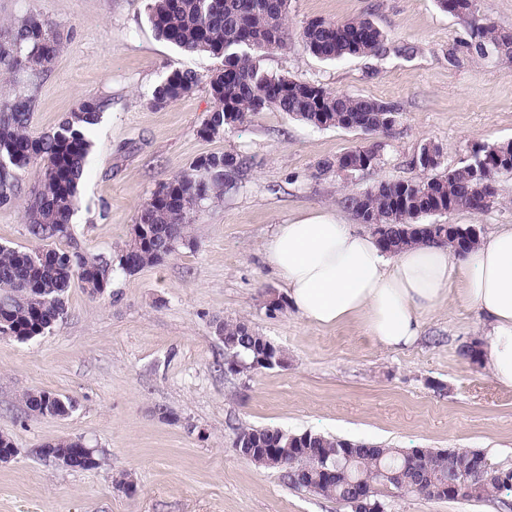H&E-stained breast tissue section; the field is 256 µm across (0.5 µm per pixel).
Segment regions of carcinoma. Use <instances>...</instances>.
<instances>
[{
	"instance_id": "cac0c4a2",
	"label": "carcinoma",
	"mask_w": 512,
	"mask_h": 512,
	"mask_svg": "<svg viewBox=\"0 0 512 512\" xmlns=\"http://www.w3.org/2000/svg\"><path fill=\"white\" fill-rule=\"evenodd\" d=\"M439 7L471 24L474 52L488 56L503 42L504 33L492 25H477L469 12V0H437ZM288 0H146V18L155 35L183 54L208 53L222 59L209 81L212 109L199 127L224 135V113L232 112L239 123L249 116L274 108L288 116L313 125L316 108L315 90L327 93L323 110L331 120L330 128H345L352 120L363 127L388 129L395 123V107L369 97L338 92L318 84L276 75L260 66L266 52L288 42ZM305 48L325 61L354 57L380 56L385 34L367 18L347 21H310L299 32ZM60 35L48 20L32 13L20 23L0 29V68L24 72L37 79L59 55ZM198 77L191 70L175 68L158 83L150 98L156 105L173 103L193 91ZM102 105L94 99L82 100L77 109L54 131L34 136L30 125L34 97L30 88L13 91L0 98V205L12 203L22 178L37 174L28 199L26 214L30 235L44 246L19 250L0 245V326L8 328L13 338L25 341L41 336L63 317L66 298L73 281L81 283L92 298L110 288L115 272L124 275L155 266L190 243V227L196 215L224 195L237 189L236 173L243 161L229 153L201 156L190 171L163 183L139 208L137 223L147 233L140 244L128 242L118 259L88 254L73 243L65 250L49 242L71 238L70 224L77 209L79 184L93 148L90 129L100 118ZM494 176L506 172L498 164L497 145L479 148ZM472 176L471 165L430 177L431 191L410 192L401 205V187L406 181L381 182L362 194L347 197L357 219L365 224H382L380 241L385 252L396 254L406 246L419 243L448 245V225L422 224L420 220L448 212V201L456 200L454 209L475 212L483 207L462 199L465 185ZM215 332L224 335L225 363L237 369H249L265 352L267 339L243 321H222ZM25 410L35 418L66 415L74 400L45 390H33L23 397ZM253 440L255 448H276L283 456L290 484L306 489L346 508H353L357 487H364L372 497L386 502L405 490L427 500L448 499V463L439 454L428 452L415 457L414 449L377 446L358 451V468L347 480H329L317 469L314 459L331 466L349 452L348 439L328 437L305 431L298 435L274 428L250 427L239 431ZM61 450L77 457L74 469L92 470L101 458L92 462L80 452V438L57 440L40 446ZM433 475H443L435 487L442 493L433 496L417 485L415 465ZM512 496V469L491 468L472 496L474 500Z\"/></svg>"
}]
</instances>
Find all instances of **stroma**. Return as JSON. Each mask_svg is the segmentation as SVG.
Returning <instances> with one entry per match:
<instances>
[{
  "label": "stroma",
  "instance_id": "obj_1",
  "mask_svg": "<svg viewBox=\"0 0 512 512\" xmlns=\"http://www.w3.org/2000/svg\"><path fill=\"white\" fill-rule=\"evenodd\" d=\"M145 0H0V27L38 13L60 33V54L36 82L34 134L53 131L81 100L103 102L80 184L71 231L88 253L118 254L139 207L198 157H243L237 191L199 213L193 245L135 275H116L99 299L72 283L66 313L44 335L0 337V435L18 456L0 466V512H346L334 500L238 455L236 431H314L393 448L478 450L512 469V389L461 356L479 340L480 313L450 300L422 317L407 350L382 347L361 319L307 324L282 299V279L264 260L276 225L323 214L375 233L346 207V196L389 181L425 180L414 160L423 143L443 148L442 167L472 162L480 147L512 139V59L478 58L467 23L436 0H289L285 48L261 58L273 74L394 105L385 133L319 129L274 109L207 140L198 129L212 106L211 74L221 61L185 55L158 39ZM315 18L372 20L386 35L379 57L319 60L298 32ZM195 72L197 87L163 106L149 102L170 70ZM364 148L374 164L350 174L319 171L324 160ZM34 174L0 206V244L31 248L26 206ZM498 201L483 212L456 210L436 224L488 236L512 225V173L498 178ZM218 320H244L286 353L284 366L231 372ZM75 400L66 417L32 418L25 392ZM81 437L98 468L67 470L37 455L44 443ZM138 491L118 489L119 473ZM387 512H512L498 500L423 499L402 493Z\"/></svg>",
  "mask_w": 512,
  "mask_h": 512
}]
</instances>
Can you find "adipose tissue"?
<instances>
[{"mask_svg": "<svg viewBox=\"0 0 512 512\" xmlns=\"http://www.w3.org/2000/svg\"><path fill=\"white\" fill-rule=\"evenodd\" d=\"M263 248L298 316L321 327L363 317L386 348L416 344L423 315L457 297L483 317L486 369L512 388V225L458 259L443 244L388 255L377 237L324 216L276 225Z\"/></svg>", "mask_w": 512, "mask_h": 512, "instance_id": "1", "label": "adipose tissue"}]
</instances>
